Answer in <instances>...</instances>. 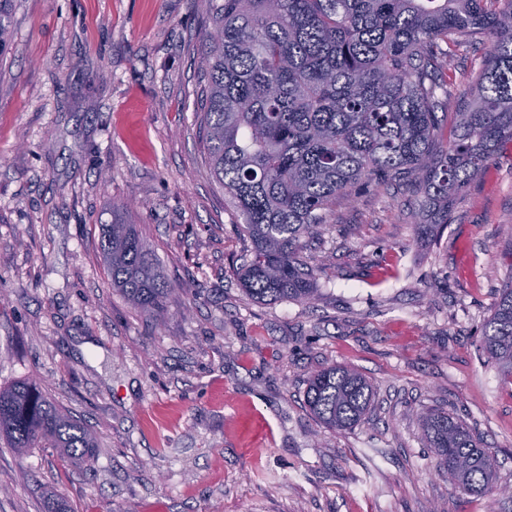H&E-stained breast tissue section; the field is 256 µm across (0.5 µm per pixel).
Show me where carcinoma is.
<instances>
[{
  "label": "carcinoma",
  "mask_w": 512,
  "mask_h": 512,
  "mask_svg": "<svg viewBox=\"0 0 512 512\" xmlns=\"http://www.w3.org/2000/svg\"><path fill=\"white\" fill-rule=\"evenodd\" d=\"M13 3L0 0V54ZM482 37L489 46L472 101L450 125L439 116L457 79L448 60ZM197 69L206 160L251 242L237 275L259 302L317 298L300 252L336 199L407 177L422 193L418 229L435 237L458 195L512 142V0H215ZM131 215L127 203L112 206L99 249L112 287L158 319L172 289ZM481 348L512 378V283ZM305 397L322 427L351 430L370 413L373 389L331 365L310 376ZM419 422L453 485L485 493L496 461L482 439L443 410ZM0 441L22 454L55 448L81 464L96 447L36 380L0 388Z\"/></svg>",
  "instance_id": "1"
}]
</instances>
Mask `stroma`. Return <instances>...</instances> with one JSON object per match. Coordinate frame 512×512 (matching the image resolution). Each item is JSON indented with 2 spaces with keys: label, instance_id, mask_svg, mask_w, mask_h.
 I'll return each mask as SVG.
<instances>
[{
  "label": "stroma",
  "instance_id": "obj_1",
  "mask_svg": "<svg viewBox=\"0 0 512 512\" xmlns=\"http://www.w3.org/2000/svg\"><path fill=\"white\" fill-rule=\"evenodd\" d=\"M212 0H15L0 57V387L42 381L95 433L90 465L0 447V512H512V382L480 330L512 283V142L447 227L419 234L406 182L337 201L303 259L318 298L258 302L250 250L205 160L196 58ZM106 81H99V74ZM132 215L173 292L154 322L99 240ZM347 365L368 420L323 428L307 381ZM443 408L498 460L455 489L418 415Z\"/></svg>",
  "mask_w": 512,
  "mask_h": 512
}]
</instances>
